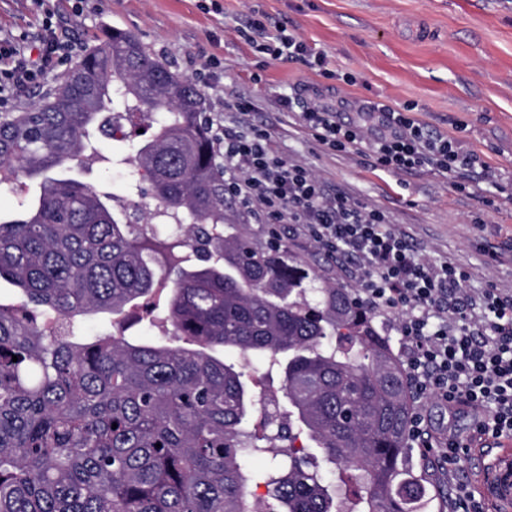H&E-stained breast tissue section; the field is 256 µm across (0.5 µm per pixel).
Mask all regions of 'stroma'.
<instances>
[{"instance_id":"1","label":"stroma","mask_w":512,"mask_h":512,"mask_svg":"<svg viewBox=\"0 0 512 512\" xmlns=\"http://www.w3.org/2000/svg\"><path fill=\"white\" fill-rule=\"evenodd\" d=\"M92 0L75 12L57 0L58 25L80 50L103 30L118 27L139 38L163 63L189 79L220 60L202 92L218 124L236 116L229 102L244 97L254 108L247 120L268 127L275 151L309 169L334 192L382 210L426 261L467 268L471 287L493 284L512 292V0ZM268 28L285 26L314 51L325 68L302 62L262 61L240 30L251 14ZM42 16L34 0H0V37L37 48ZM334 78H326L324 70ZM299 93L334 108L343 123L367 136L382 134L377 115L355 101L413 106L414 118L458 141L496 174L478 170L454 176L429 171L394 174L370 166L361 154L335 153L307 135L283 97ZM142 122H127L128 137L101 138L103 159L82 181L148 210L151 196L128 187V166L116 161L142 139ZM288 254L315 267L323 282L351 287L343 263L280 226Z\"/></svg>"}]
</instances>
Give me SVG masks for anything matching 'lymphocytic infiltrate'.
I'll use <instances>...</instances> for the list:
<instances>
[{
	"label": "lymphocytic infiltrate",
	"instance_id": "1",
	"mask_svg": "<svg viewBox=\"0 0 512 512\" xmlns=\"http://www.w3.org/2000/svg\"><path fill=\"white\" fill-rule=\"evenodd\" d=\"M36 2L45 32L37 54H28L18 43L0 45V60L8 62L0 67L1 109L46 71L66 64L74 51L73 43L57 32L56 0ZM242 36L257 53L274 60L325 61L285 27L271 34L257 18ZM282 107L297 111L308 135L329 150L357 151L369 156L374 167L393 173L426 168L449 174L479 162L404 107L364 104V111L381 112L389 129L377 138L340 124L331 109L303 103L298 96L284 97ZM219 144L225 189L243 214L262 224L297 225L329 256L350 258L359 301L395 321L406 377L418 398L452 413L471 414L472 426L463 437L450 427L432 428L427 408H419L411 419L410 437L424 455L434 456L440 476L453 486L454 512H485L470 484L459 480L458 470L465 443L512 436V293L471 287L470 273L453 263H425L383 211L329 192L309 170L277 154L268 129L244 123L228 127Z\"/></svg>",
	"mask_w": 512,
	"mask_h": 512
}]
</instances>
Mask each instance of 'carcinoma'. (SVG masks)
Here are the masks:
<instances>
[{"label":"carcinoma","instance_id":"obj_1","mask_svg":"<svg viewBox=\"0 0 512 512\" xmlns=\"http://www.w3.org/2000/svg\"><path fill=\"white\" fill-rule=\"evenodd\" d=\"M108 113L114 141L123 120L150 123L131 182L155 207L134 224L113 196L50 175L96 158ZM1 168L36 185L0 217L15 293L0 302V512H444L407 454L413 404L389 337L348 289L239 230L190 79L109 30L42 101L0 114ZM160 300L188 345L84 322ZM255 357L282 373L271 410L247 379Z\"/></svg>","mask_w":512,"mask_h":512}]
</instances>
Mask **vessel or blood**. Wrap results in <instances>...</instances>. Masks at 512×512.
<instances>
[{"mask_svg": "<svg viewBox=\"0 0 512 512\" xmlns=\"http://www.w3.org/2000/svg\"><path fill=\"white\" fill-rule=\"evenodd\" d=\"M464 454L477 463L476 488L491 512H512V438H489Z\"/></svg>", "mask_w": 512, "mask_h": 512, "instance_id": "1", "label": "vessel or blood"}]
</instances>
